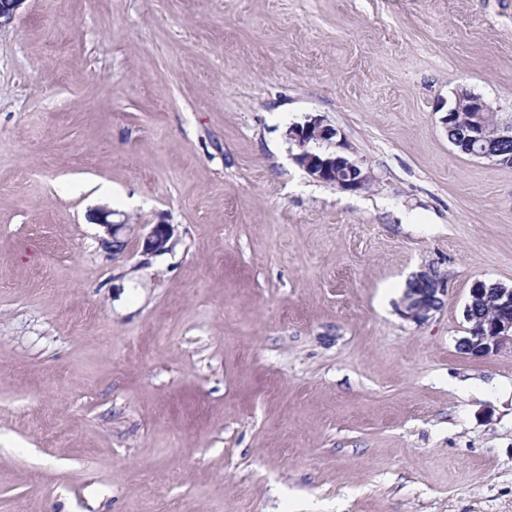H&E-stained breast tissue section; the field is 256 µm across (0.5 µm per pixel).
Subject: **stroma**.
Instances as JSON below:
<instances>
[{
	"label": "stroma",
	"mask_w": 512,
	"mask_h": 512,
	"mask_svg": "<svg viewBox=\"0 0 512 512\" xmlns=\"http://www.w3.org/2000/svg\"><path fill=\"white\" fill-rule=\"evenodd\" d=\"M462 89L512 123V0H25L0 512H512V355L458 348L473 283L512 285V167L449 141ZM310 116L365 189L295 162ZM431 263L448 294L416 324ZM113 215L114 212L112 209L100 207L89 216L93 224H98L104 228V232L110 238L109 240L103 239L104 243H107L108 247L112 248V250L119 249L120 244H123L124 241H122L119 236L126 233L129 227V224H126L125 220H112ZM173 226L170 224H152L142 235V252L146 255H161L172 247ZM409 285L411 288H406L400 301L402 315L414 323H422L442 307L448 294V277L429 264L414 275Z\"/></svg>",
	"instance_id": "obj_1"
}]
</instances>
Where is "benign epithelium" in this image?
<instances>
[{"mask_svg": "<svg viewBox=\"0 0 512 512\" xmlns=\"http://www.w3.org/2000/svg\"><path fill=\"white\" fill-rule=\"evenodd\" d=\"M26 0H0V26L10 22ZM468 112L471 119L459 124L462 113ZM494 112L493 107L466 90L456 94L453 105L448 107L446 124L462 126L464 143L473 146L488 137H493L503 146L512 144V124H487L485 114ZM288 140L298 148L294 155L296 163L313 179L333 184L336 187L356 191L365 188L370 180V171L358 161L337 152H323L320 145L329 143L337 136L335 128L323 123L317 117L303 123H293L286 131ZM114 212L107 207H100L89 219L104 228L109 237L108 247L117 249L122 244L120 235L126 233L125 221H114ZM173 226L170 224H153L142 235V252L146 255H161L172 247ZM406 289L400 308L405 319L422 323L430 314L439 310L444 297L448 294V277L430 265L414 275ZM493 292L499 311L492 319H485L478 313L479 300L487 292ZM464 319L468 323L466 336L458 341L459 349L466 355L486 357L503 352L512 353V286L501 283L494 288H485V282L478 280L470 289L469 300L464 308Z\"/></svg>", "mask_w": 512, "mask_h": 512, "instance_id": "7a95c632", "label": "benign epithelium"}]
</instances>
